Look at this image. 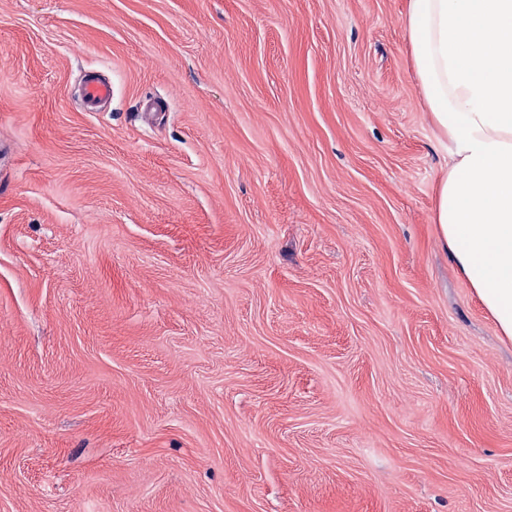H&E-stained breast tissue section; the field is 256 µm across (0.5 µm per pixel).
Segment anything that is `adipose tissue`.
<instances>
[{
    "instance_id": "adipose-tissue-1",
    "label": "adipose tissue",
    "mask_w": 512,
    "mask_h": 512,
    "mask_svg": "<svg viewBox=\"0 0 512 512\" xmlns=\"http://www.w3.org/2000/svg\"><path fill=\"white\" fill-rule=\"evenodd\" d=\"M421 105L448 151L432 222L512 340V0H406Z\"/></svg>"
}]
</instances>
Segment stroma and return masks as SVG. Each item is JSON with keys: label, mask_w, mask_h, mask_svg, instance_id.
<instances>
[{"label": "stroma", "mask_w": 512, "mask_h": 512, "mask_svg": "<svg viewBox=\"0 0 512 512\" xmlns=\"http://www.w3.org/2000/svg\"><path fill=\"white\" fill-rule=\"evenodd\" d=\"M404 10L0 0V512H512ZM81 96L88 106L94 109L100 102L112 99V84L103 79L89 77L81 85Z\"/></svg>", "instance_id": "stroma-1"}]
</instances>
